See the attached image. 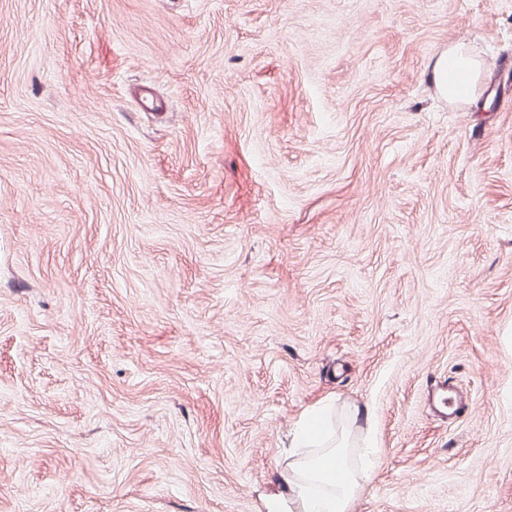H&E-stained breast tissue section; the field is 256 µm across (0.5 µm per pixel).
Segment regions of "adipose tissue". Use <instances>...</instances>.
<instances>
[{"instance_id": "adipose-tissue-1", "label": "adipose tissue", "mask_w": 512, "mask_h": 512, "mask_svg": "<svg viewBox=\"0 0 512 512\" xmlns=\"http://www.w3.org/2000/svg\"><path fill=\"white\" fill-rule=\"evenodd\" d=\"M433 78L447 85L448 99L467 100L477 93L480 64L460 44L449 46L434 65ZM333 399L304 412L289 442L290 459L282 474L288 499L279 512H353L362 482L378 457L376 439L366 434L360 466L351 463L350 435L336 430L331 417Z\"/></svg>"}]
</instances>
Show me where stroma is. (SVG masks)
I'll use <instances>...</instances> for the list:
<instances>
[{"instance_id":"obj_1","label":"stroma","mask_w":512,"mask_h":512,"mask_svg":"<svg viewBox=\"0 0 512 512\" xmlns=\"http://www.w3.org/2000/svg\"><path fill=\"white\" fill-rule=\"evenodd\" d=\"M328 397L512 512V0H0V512H275ZM452 63L455 70L450 74L449 66L442 64ZM480 79V64L464 50V45L454 44L448 46V52L442 54L434 64L433 80L438 85L447 83L446 96L449 101L456 98L467 100L477 93ZM449 389L450 388L447 386L446 381H444L442 383L436 382L431 385L428 391L431 406L440 416L443 417L452 415L457 416L463 410L462 404L457 401H452V403L448 405Z\"/></svg>"}]
</instances>
